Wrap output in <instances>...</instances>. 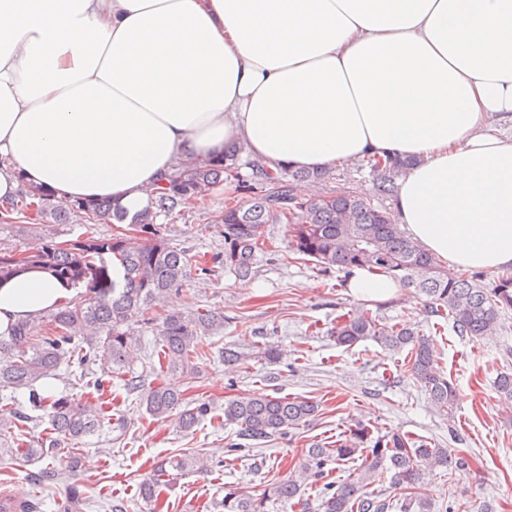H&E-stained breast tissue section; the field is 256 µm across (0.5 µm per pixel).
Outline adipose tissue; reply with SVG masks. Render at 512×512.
<instances>
[{"label": "adipose tissue", "instance_id": "obj_1", "mask_svg": "<svg viewBox=\"0 0 512 512\" xmlns=\"http://www.w3.org/2000/svg\"><path fill=\"white\" fill-rule=\"evenodd\" d=\"M231 146L272 170L411 158L409 236L455 270L512 265V0H0V201L26 183L132 217ZM72 295L13 278L0 332Z\"/></svg>", "mask_w": 512, "mask_h": 512}]
</instances>
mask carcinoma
<instances>
[{
    "instance_id": "carcinoma-1",
    "label": "carcinoma",
    "mask_w": 512,
    "mask_h": 512,
    "mask_svg": "<svg viewBox=\"0 0 512 512\" xmlns=\"http://www.w3.org/2000/svg\"><path fill=\"white\" fill-rule=\"evenodd\" d=\"M241 148L231 147L220 159H206L181 166L158 188L151 205L131 223L135 234L125 232V214L109 201L78 200L63 203L41 190H25L0 203V211L17 220L52 219L81 224H114L112 235L98 237L89 232L75 240H46L40 250L19 260L16 252L0 248V282L29 269L50 272L70 288L84 289L75 298L57 306L47 319H19L0 332V388L26 389L33 407L45 403L37 383L55 374L64 364L83 367L102 357L112 365V376L125 382L129 393H138L147 414L153 419L177 415L183 432L191 431L214 412L213 404L190 400L179 388L166 384L146 385L145 379L130 371L136 347L132 325L156 327L159 336L160 368L181 373L187 379L199 376L193 354L224 324V316L210 310L191 314L155 313L153 305L165 294L181 288L189 278L219 277L227 271L241 278L255 273L257 253L264 251L265 227L286 225L288 245L305 261L324 272L332 269L351 273L367 267L397 280L402 287L426 298V312L450 322L461 336L481 338L491 333L508 309L512 310V271L497 276L491 289L480 285L473 273L448 274L435 255L425 251L393 223V215L367 198L350 192L334 196L301 199L291 188V180L320 182L331 171L281 168L274 172L257 167L251 180L241 181L244 202L224 205L216 228L224 247L201 262L190 251L169 244L157 218H177L197 210L219 184L234 173ZM361 165L375 175V194L390 197L395 180L409 161L367 157ZM124 271L118 286L109 266ZM331 336L340 346H352L373 339L389 351L408 350V371L428 393L434 408L445 415L453 410L455 389L434 362L431 339L405 323L389 324L367 310L344 316L336 322ZM224 421L239 426L244 440L265 441L309 424L319 406L301 397H272L244 393L224 400ZM101 407L83 403L68 395L51 399L48 424L53 438L38 448H0V459L22 456L27 461L55 459L61 449L60 437L72 444L65 454L66 467L76 473L79 449L76 445L101 427ZM30 417L8 408L0 409V436L23 433ZM362 457L359 467L336 484L321 502L324 512H387L389 502L369 490V486L391 474L392 482L405 491L404 512H430V503L419 494L425 470L434 465L455 464L465 468L462 458L452 459L446 448H430L400 431L373 434L359 422L349 437L336 443L313 442L297 465L299 476L271 484L263 497L228 492L220 507L224 512H264L266 500L291 502L302 496L307 479L321 477L325 467ZM207 467L200 454H183L162 462L139 486L141 500L149 505L165 486L162 476L176 471ZM65 509L79 512L86 505L85 492L73 481L65 486ZM43 500L17 502L0 494V512H40Z\"/></svg>"
}]
</instances>
